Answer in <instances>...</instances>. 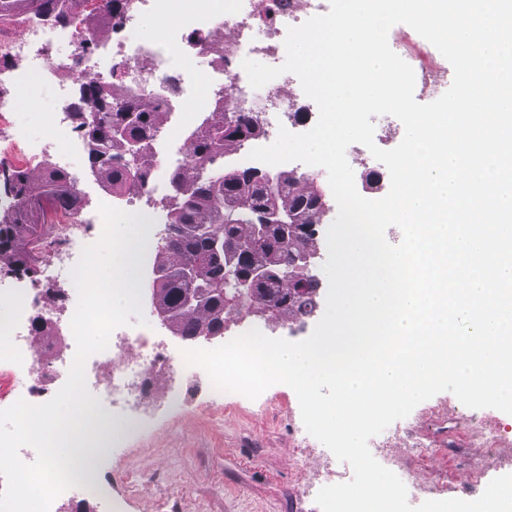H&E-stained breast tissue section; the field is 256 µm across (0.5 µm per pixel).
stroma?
<instances>
[{
    "instance_id": "obj_1",
    "label": "stroma",
    "mask_w": 512,
    "mask_h": 512,
    "mask_svg": "<svg viewBox=\"0 0 512 512\" xmlns=\"http://www.w3.org/2000/svg\"><path fill=\"white\" fill-rule=\"evenodd\" d=\"M55 104L53 85L33 82L18 94L17 125L25 135L40 136L51 127ZM464 410L452 393L441 392L397 420L403 436L392 444L391 471L407 484H428L447 472L453 453L459 477L479 472L488 482L512 473V435L494 459L476 445L449 450L448 430ZM146 413L139 431L110 439L101 468L115 498H127L124 471L143 477L146 489L127 499V512H157L162 499L171 512H321L314 497L295 492L302 472L319 469L321 457L312 452L305 471H298L292 428L301 412L289 386L273 385L253 400L236 395L216 402L201 395L177 408L157 397ZM413 437L424 452L410 448Z\"/></svg>"
}]
</instances>
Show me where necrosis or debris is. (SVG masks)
Listing matches in <instances>:
<instances>
[{
    "label": "necrosis or debris",
    "instance_id": "4bbe7bcc",
    "mask_svg": "<svg viewBox=\"0 0 512 512\" xmlns=\"http://www.w3.org/2000/svg\"><path fill=\"white\" fill-rule=\"evenodd\" d=\"M168 0H127L124 9L108 22L93 26L81 13L71 12L59 25L37 13L0 20V162L75 159L90 149L78 131L73 114L75 89L86 81L111 88L112 105L120 108L135 101L161 114V123L149 153L128 157L129 177L119 187L106 190L102 201L142 212V199L166 193L171 174L192 166L187 148L193 133L202 128L207 114L216 109L242 111L259 124V133L226 149L225 161L248 163L249 153L273 143L279 128L295 132L313 126L317 113L301 114L299 95L291 73H283L254 89L242 68L244 59L277 62L285 55L287 29L298 26L325 8L324 0H239L214 22L209 6L174 16ZM166 20L163 39H145L137 32L150 17ZM63 44L62 55L46 57V46ZM396 53L415 73V86L424 94L452 81L453 70L442 67L425 47L409 36L394 41ZM18 59L20 69L4 67V60ZM48 82L58 90L52 129L29 139L14 127L17 90L32 80ZM51 233L38 262V273L22 291L12 293L13 314L0 325L7 348L0 349V366L21 373L10 383V395L39 405L58 391L60 364L72 363L74 340L63 353L49 350L29 328L34 318L53 322L57 306L51 303L50 287L70 274L84 246L96 242L103 228L98 211L73 209L49 213ZM198 378L200 368L187 364L184 353L164 344L150 327L116 328L105 351L85 363L88 391L97 399L96 412L118 411L141 421L155 391L173 371ZM498 420L469 417L456 433V444L478 442L495 455L503 441Z\"/></svg>",
    "mask_w": 512,
    "mask_h": 512
}]
</instances>
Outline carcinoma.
<instances>
[{"label":"carcinoma","mask_w":512,"mask_h":512,"mask_svg":"<svg viewBox=\"0 0 512 512\" xmlns=\"http://www.w3.org/2000/svg\"><path fill=\"white\" fill-rule=\"evenodd\" d=\"M31 7L58 23L67 21L62 0H0V13ZM82 100L92 110L73 113L78 129L91 145L90 169L109 185L126 178L124 169L114 164L112 149L128 150L127 139L139 142L138 154H144L157 128L159 113L137 104L121 110L112 109V92L90 80L79 88ZM256 133V125L244 115L211 113L204 128L193 135L190 154L204 162L241 143ZM268 174L255 169H237L221 175L203 177L188 168L173 175V183L182 197L169 210L173 234L158 246L159 266L165 275L153 281L154 296L173 333L186 340L210 329L221 336L224 313L247 303L260 301L253 309L266 322H277L320 289V283L308 271L298 268L296 258L314 251L318 245L315 226L327 209L321 189L306 184L285 189L296 179L275 178L269 191ZM0 190L17 201L18 207L0 217V258L9 261L15 271L31 277L37 273L42 245L50 229L44 222L53 209L77 208L80 193L69 176L60 170L40 174L19 167L0 164ZM268 209L279 212L287 224L294 225L288 241H283L277 224L268 226L261 242L254 240V225ZM273 266L288 276L261 283L251 297L235 298L237 278L252 269ZM196 269L193 279L181 275L183 268ZM208 290L198 311L182 308L186 293Z\"/></svg>","instance_id":"1"}]
</instances>
